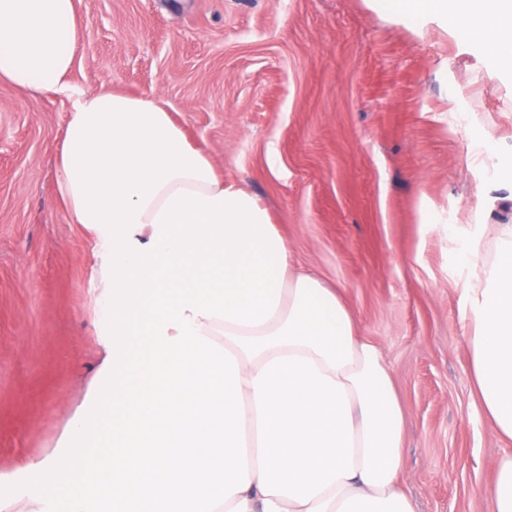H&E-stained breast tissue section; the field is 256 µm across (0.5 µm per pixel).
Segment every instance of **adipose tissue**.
Segmentation results:
<instances>
[{"label": "adipose tissue", "mask_w": 512, "mask_h": 512, "mask_svg": "<svg viewBox=\"0 0 512 512\" xmlns=\"http://www.w3.org/2000/svg\"><path fill=\"white\" fill-rule=\"evenodd\" d=\"M482 39L512 71V0H373ZM74 0H0V81L68 96L59 199L93 241L101 362L60 452L0 474V512H414L403 415L339 289L295 263L269 210L224 181L166 102L75 86ZM473 383L512 443V224L493 259L456 241ZM113 448L88 477L84 461ZM482 495L512 512V452ZM85 491L60 509L59 488Z\"/></svg>", "instance_id": "1"}]
</instances>
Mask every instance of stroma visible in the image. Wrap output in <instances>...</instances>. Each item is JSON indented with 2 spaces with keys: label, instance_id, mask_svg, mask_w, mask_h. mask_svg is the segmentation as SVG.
<instances>
[{
  "label": "stroma",
  "instance_id": "35a3bbf8",
  "mask_svg": "<svg viewBox=\"0 0 512 512\" xmlns=\"http://www.w3.org/2000/svg\"><path fill=\"white\" fill-rule=\"evenodd\" d=\"M75 2L74 83L165 100L342 289L404 412L414 512H492L479 488L505 448L473 392L454 241L420 211L489 252L512 224V179L468 164L477 140L512 158V72L370 0ZM69 107L0 84V473L56 452L100 360L89 236L57 199Z\"/></svg>",
  "mask_w": 512,
  "mask_h": 512
}]
</instances>
